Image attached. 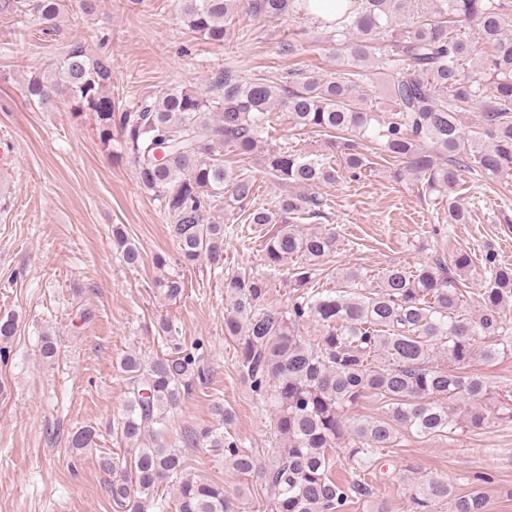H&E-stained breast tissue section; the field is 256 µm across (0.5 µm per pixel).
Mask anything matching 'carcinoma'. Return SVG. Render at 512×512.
<instances>
[{"label": "carcinoma", "instance_id": "1", "mask_svg": "<svg viewBox=\"0 0 512 512\" xmlns=\"http://www.w3.org/2000/svg\"><path fill=\"white\" fill-rule=\"evenodd\" d=\"M179 2L189 29L214 44L233 38L231 21L241 10L253 18H314L338 45L337 71L332 77L293 70L277 82L227 69L208 78L204 90L175 88L129 111L112 99L110 58L75 43L51 72L28 79L25 94L40 108L66 96L94 114L110 155L131 159L140 189L168 220L180 264L192 268L205 259L224 266L226 196L249 223L279 224L264 241L265 264L300 260L286 308L269 301L270 285L260 276L224 278V336L236 344L239 375L271 415L276 459L261 464L219 427L188 429L181 446L171 445L174 412L207 379L200 357L178 345L144 367L129 354L120 361L128 398L113 427L127 456L101 463L112 475V500L124 512H244V490L231 494L186 473L180 447L205 443L224 449L225 464L237 474L261 482L268 512H346L369 496L367 476L399 430L423 438L449 433L448 403L458 399L470 403L472 425L484 421L493 391L466 367L478 356L491 362L512 355V265L486 250L475 316L467 312L465 281L476 266L462 249L448 265L392 266L375 280L352 267L334 288L312 286L339 237L315 227L303 232L288 220L323 217L329 203L320 189L338 180V170L321 155L271 146L274 112L281 106L292 127L335 135L353 178L369 168L365 143H376L383 160L401 166L399 178L424 182L448 223L464 224L463 174L494 179L512 170V0H336L334 21L315 18L309 0ZM61 10V0H32L23 30L57 26ZM373 68L385 76L384 112L365 105L361 81ZM474 109L480 115L470 126L465 118ZM226 148L243 157L262 153L265 177L292 188L277 211L256 206V176L228 166ZM112 234L122 261L138 266L139 249L121 228ZM156 286L174 300L184 282L163 277ZM310 326L315 335H304ZM439 353L445 362L437 361ZM366 400L378 413L352 414ZM347 436L351 483L335 475L336 447ZM164 486L176 491L171 504L159 495ZM445 499L451 512H487L484 492L460 493L441 479L413 487L410 512H434Z\"/></svg>", "mask_w": 512, "mask_h": 512}]
</instances>
